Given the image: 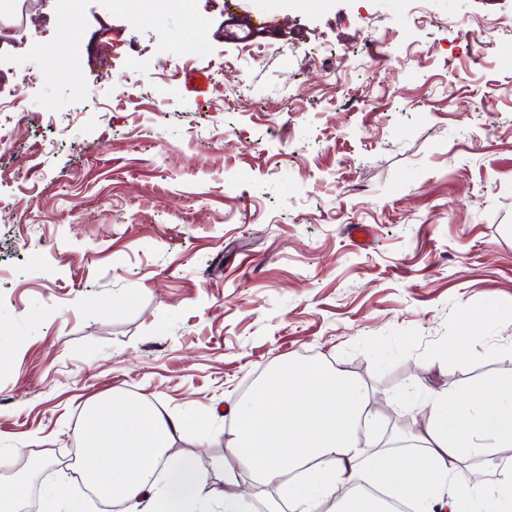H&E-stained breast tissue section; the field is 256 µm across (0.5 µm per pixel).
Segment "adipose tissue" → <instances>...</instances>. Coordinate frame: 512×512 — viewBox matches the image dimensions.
Returning <instances> with one entry per match:
<instances>
[{"label":"adipose tissue","instance_id":"1","mask_svg":"<svg viewBox=\"0 0 512 512\" xmlns=\"http://www.w3.org/2000/svg\"><path fill=\"white\" fill-rule=\"evenodd\" d=\"M369 406L343 369L321 360L278 367L227 433L224 487L216 492L188 457L168 459L165 479L156 483V463L188 421L114 395L88 410L78 469L97 495L121 498L125 512H155L159 500L168 512H210L217 498L224 512H245L244 475L253 486L278 487L279 500L263 502L267 512H385L382 500L359 493L362 481L416 512H440L449 495L464 500L467 512H496L512 498V481L491 471L467 486H451L458 463L512 447V375L433 392L421 447L403 454L365 450L359 427Z\"/></svg>","mask_w":512,"mask_h":512}]
</instances>
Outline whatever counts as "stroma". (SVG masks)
Here are the masks:
<instances>
[{"label": "stroma", "mask_w": 512, "mask_h": 512, "mask_svg": "<svg viewBox=\"0 0 512 512\" xmlns=\"http://www.w3.org/2000/svg\"><path fill=\"white\" fill-rule=\"evenodd\" d=\"M0 458L68 483L119 393L224 479L243 387L345 369L373 439L512 374V0H8ZM462 340L466 364L446 357Z\"/></svg>", "instance_id": "1"}]
</instances>
